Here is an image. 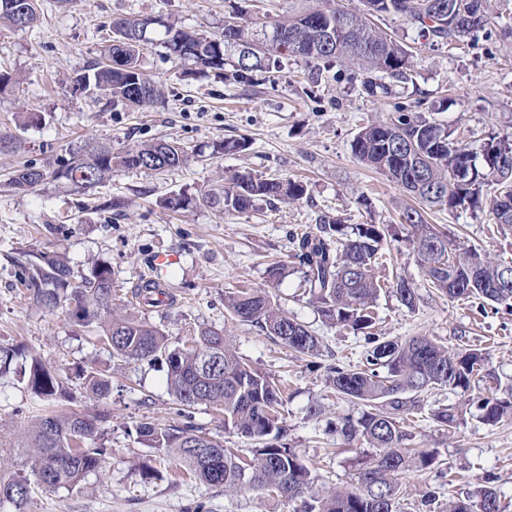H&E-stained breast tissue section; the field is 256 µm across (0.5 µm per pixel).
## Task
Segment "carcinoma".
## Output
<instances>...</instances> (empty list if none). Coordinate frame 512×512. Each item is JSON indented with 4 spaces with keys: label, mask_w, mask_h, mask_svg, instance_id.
Returning <instances> with one entry per match:
<instances>
[{
    "label": "carcinoma",
    "mask_w": 512,
    "mask_h": 512,
    "mask_svg": "<svg viewBox=\"0 0 512 512\" xmlns=\"http://www.w3.org/2000/svg\"><path fill=\"white\" fill-rule=\"evenodd\" d=\"M458 14L448 18L422 8V0H365L367 15H356L336 6L335 0H319L292 18L242 22L228 17L224 25L236 24L232 39L224 34L164 25L162 44L167 54L200 72L232 68L230 77L246 82L256 72L269 73L288 56L300 57L316 71L336 65L354 68L361 94L376 97L397 93L408 82L412 55L372 18L398 16L433 43L471 42L489 24L487 0H460ZM31 28L40 22L37 0H0V24L18 28L19 19ZM158 21L119 17L112 21V40L100 58L78 74L85 89L99 93L110 103L132 107L151 105L161 90L143 77L140 59ZM351 150L363 164L372 167L428 207H487L496 224L512 226V186H498L493 174L512 162V133H490L477 154L455 140L447 125L423 112L400 107L386 121L362 126ZM188 150L177 142L157 140L120 153L108 145H84L67 162L26 165L7 181L15 192L39 185L46 172L54 179L77 186V180L101 186L120 169L139 168L156 172L188 164ZM302 183L281 178H262L250 171H236L224 186L194 198L186 192L164 201L173 211L192 203L218 207L246 215L264 202L295 204L303 200ZM406 232L412 242L424 281L450 299H473L494 311L512 313V264L501 263L476 248L463 249L448 239L437 225L426 223L422 212L407 208L401 222L355 224L351 231L323 215L317 231L294 228L289 232L291 257L298 261L305 287L318 313L330 324L365 331V351L360 365L328 368L334 392L365 407L355 418H336L332 432L345 442L361 440L372 448L358 461L357 481L349 489L312 495L311 468L297 452L284 446L288 427L280 419L283 396L274 375L246 363L224 335V330L203 328L191 346H172L164 331L132 313L112 312V270L94 264L75 276L67 262L46 258L33 266L25 282L34 301L49 309L64 301L77 302L69 312L79 322L96 323L102 340L112 353L132 362L162 360L167 382L176 403L187 409L199 405L224 407V429L258 445L253 459L243 461L224 445L198 433L191 426L161 427L142 422L137 439L162 455L175 457L201 482L222 486L226 492L261 491L272 498L300 501V512H404L402 480L409 474L434 468L438 453L415 448V434L406 422L419 406L421 393L446 387L462 397L482 368V353L476 349L450 351L428 336L388 339L370 332L375 324L372 303L381 286L375 267L384 242ZM288 276V265L273 262L266 269L267 282L279 284ZM390 292L406 308L416 306L417 286L403 277L389 284ZM140 307L172 303V297L157 280H142L131 290ZM225 308L242 323L258 326L283 347L309 357L319 355V338L297 319L288 316L266 289H238L224 295ZM33 394L53 406L71 396L68 378L31 358L22 372ZM89 391L106 396L111 380L102 373L86 378ZM500 385L487 387L477 398L480 420L496 425L512 418V392L498 395ZM433 419L445 427L458 424L456 407L438 408ZM100 418L50 409L39 416L27 441L15 451L28 458L26 475L0 471V502L14 512H27L33 486H77L87 474L102 467L106 448L98 443ZM447 512H502L495 488L485 485L462 498L448 502Z\"/></svg>",
    "instance_id": "1"
}]
</instances>
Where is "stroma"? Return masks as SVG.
Segmentation results:
<instances>
[{
    "label": "stroma",
    "mask_w": 512,
    "mask_h": 512,
    "mask_svg": "<svg viewBox=\"0 0 512 512\" xmlns=\"http://www.w3.org/2000/svg\"><path fill=\"white\" fill-rule=\"evenodd\" d=\"M316 0H39L40 23L32 28L0 27V70L17 76L0 96V136L15 145L0 150V346L22 349L45 366L67 375L73 398L67 411L101 416L102 444L112 455L88 474L79 487L35 489L29 512H294V502L246 490L229 493L190 479L178 463L138 442L136 427L152 421L162 426H192L231 448L241 458L253 443L224 428V415L212 406L184 410L169 394L166 368L127 362L98 343L97 325L74 323L65 307L47 309L24 285V268L33 256L58 255L75 272L95 262L112 269L115 298L153 275L157 252L179 257L162 278L175 296L173 305L139 310L142 319L162 328L171 344L186 345L199 329L224 330L238 354L255 368L275 374L286 386L280 409L289 431L286 443L306 461L316 491L349 488L356 483L355 464L367 444H349L327 431L328 422L358 415L362 407L336 397L327 385L326 367H354L361 362L362 334L330 325L310 303L302 274L291 260L288 232L315 227L327 214L345 224H396L414 200L396 183L358 162L351 150L357 129L386 120L401 105L394 96L367 97L346 72L319 75L292 57L280 71L259 75L256 83L237 84L224 74L191 75L171 59L162 45H148L142 57L146 78L163 97L139 109L106 104L74 87L87 62L98 58L112 38L118 17H154L212 34L224 18L241 10L242 20L276 19L315 6ZM491 27L478 42L431 45L402 18L388 16L384 28L414 47L413 81L422 111L445 103L437 113L457 140L481 151L489 133L512 132V0H490ZM227 137L245 138L246 150L217 153ZM157 139L178 142L195 152L186 166L160 174L125 169L94 194L46 179L35 189L17 193L2 188L24 164L64 163L72 149L103 142L120 152ZM238 170L302 181L307 196L298 205L261 206L247 215L208 206L177 212L162 199L188 191L200 194L221 185ZM121 208H110V199ZM427 223L438 225L454 243L486 250L512 262V226L493 224L478 208L424 210ZM288 263L290 274L273 286L289 316L304 322L321 340V354L298 356L251 324L231 320L224 294L238 288L266 287V267ZM379 276H402L419 286L415 309L391 294H380L376 329L390 338L430 336L451 350L476 349L484 356L485 377L512 388V314H480L467 301L451 300L422 287L421 269L410 242L386 246ZM112 380L104 398L80 387L83 373ZM411 418L416 443L436 449L441 469L404 478V499L417 503L425 492L437 493L439 506L493 478L505 512H512V420L485 425L476 404L437 388L420 396ZM463 409L454 429L433 420L432 410L448 405ZM42 403L19 374L0 375V465L21 473L27 465L14 447L39 414ZM156 470L144 479V467Z\"/></svg>",
    "instance_id": "obj_1"
}]
</instances>
